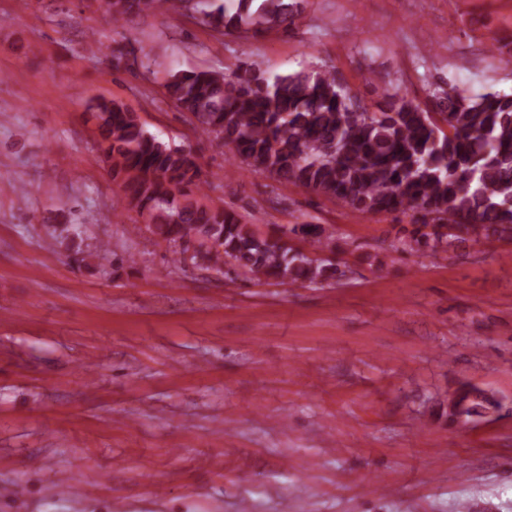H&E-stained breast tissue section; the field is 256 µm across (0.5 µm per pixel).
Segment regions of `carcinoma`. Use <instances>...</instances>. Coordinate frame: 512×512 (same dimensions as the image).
Masks as SVG:
<instances>
[{
	"mask_svg": "<svg viewBox=\"0 0 512 512\" xmlns=\"http://www.w3.org/2000/svg\"><path fill=\"white\" fill-rule=\"evenodd\" d=\"M190 7L192 0H118L105 12L117 24L130 15ZM206 23L227 33L290 26L286 0H208ZM167 97L205 132L235 146L252 171L337 198L366 212L416 213L404 244L433 259H446L476 237L512 231V96L428 90L426 101L387 95L375 111L348 104L350 90L333 70L299 72L269 80L252 69L236 79L209 70L179 71L164 82ZM101 160L121 183L128 203L145 214V229L173 249L192 240L209 243L207 268L224 258L258 277L281 284H328L338 268L320 257L342 250L336 239L303 225L306 248L284 236H263L224 208L197 198L204 181L195 157L150 134L121 103L93 108ZM140 226L135 230L142 231ZM457 416H480L493 400L469 385L448 394Z\"/></svg>",
	"mask_w": 512,
	"mask_h": 512,
	"instance_id": "carcinoma-1",
	"label": "carcinoma"
}]
</instances>
